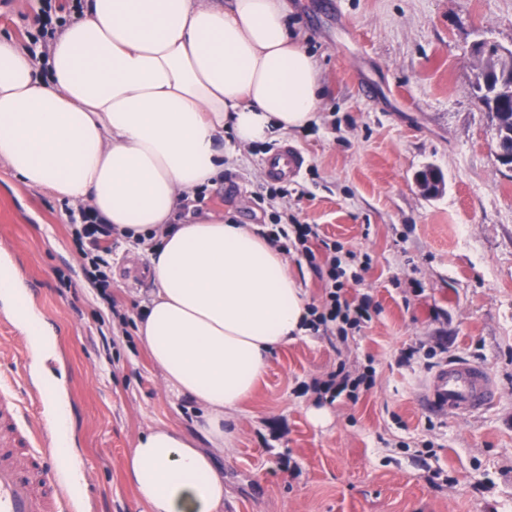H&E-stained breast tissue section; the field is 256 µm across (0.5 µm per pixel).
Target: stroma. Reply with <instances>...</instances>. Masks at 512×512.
I'll list each match as a JSON object with an SVG mask.
<instances>
[{
  "mask_svg": "<svg viewBox=\"0 0 512 512\" xmlns=\"http://www.w3.org/2000/svg\"><path fill=\"white\" fill-rule=\"evenodd\" d=\"M37 11L38 0H0V31L27 46ZM288 27L317 63V120L248 146L225 132L234 160L200 210L258 226L287 211L369 255L345 282L349 297H370L372 320L344 342L308 330L275 350L216 458L224 512H512V171L472 87L477 41L512 48V0H288ZM283 145L305 163L288 196L266 203L262 162ZM429 167L444 177L435 195L417 181ZM67 208L0 160V252L35 288L52 341L31 384L56 380L68 404L84 512H150L123 461L151 427L196 434V407L166 393L144 345L113 320ZM112 256V298L138 317L148 259L120 238ZM0 349V378L16 379L32 350L1 298ZM457 359L490 371L495 400L472 415L427 410L420 389ZM341 363L373 367L372 387L318 400L314 380ZM316 407L325 422L311 420Z\"/></svg>",
  "mask_w": 512,
  "mask_h": 512,
  "instance_id": "1",
  "label": "stroma"
}]
</instances>
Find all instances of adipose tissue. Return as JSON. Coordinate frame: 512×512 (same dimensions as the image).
<instances>
[{"mask_svg": "<svg viewBox=\"0 0 512 512\" xmlns=\"http://www.w3.org/2000/svg\"><path fill=\"white\" fill-rule=\"evenodd\" d=\"M287 17L286 0H85L45 68L0 33V160L148 247L139 336L198 408L197 435L149 429L124 462L151 512H222L224 423L304 331L303 289L257 226L178 218L219 186L225 130L253 144L315 120L319 72Z\"/></svg>", "mask_w": 512, "mask_h": 512, "instance_id": "ef3b65f1", "label": "adipose tissue"}]
</instances>
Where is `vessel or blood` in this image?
Returning <instances> with one entry per match:
<instances>
[{
  "label": "vessel or blood",
  "mask_w": 512,
  "mask_h": 512,
  "mask_svg": "<svg viewBox=\"0 0 512 512\" xmlns=\"http://www.w3.org/2000/svg\"><path fill=\"white\" fill-rule=\"evenodd\" d=\"M303 157L282 146L263 168L273 179L297 176ZM497 395L489 372L474 362L457 360L439 368L421 395L424 407L443 414H476ZM41 403L42 394L32 389L19 396L14 385L0 384V512H83L82 502L63 497L58 486L62 464L48 456L59 436L45 422L31 423L24 415L25 402Z\"/></svg>",
  "instance_id": "b4317fda"
}]
</instances>
